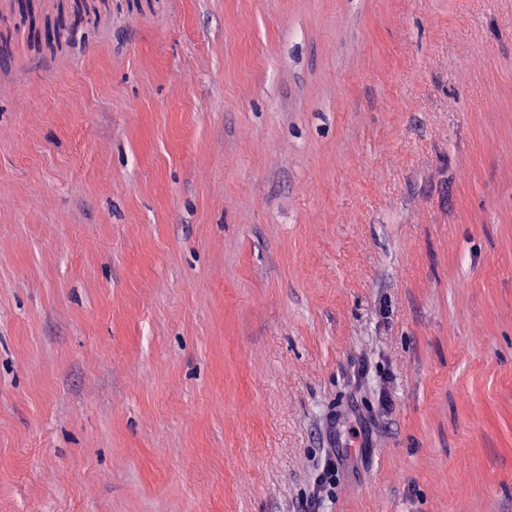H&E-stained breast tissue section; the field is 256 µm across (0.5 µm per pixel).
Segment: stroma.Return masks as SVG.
Masks as SVG:
<instances>
[{"label":"stroma","instance_id":"1","mask_svg":"<svg viewBox=\"0 0 512 512\" xmlns=\"http://www.w3.org/2000/svg\"><path fill=\"white\" fill-rule=\"evenodd\" d=\"M34 2L0 512H512V0ZM334 458V459H333ZM343 460V451L340 448H331V457L328 458L323 471L317 477V484L320 488L329 493L336 485L338 465L336 461Z\"/></svg>","mask_w":512,"mask_h":512}]
</instances>
